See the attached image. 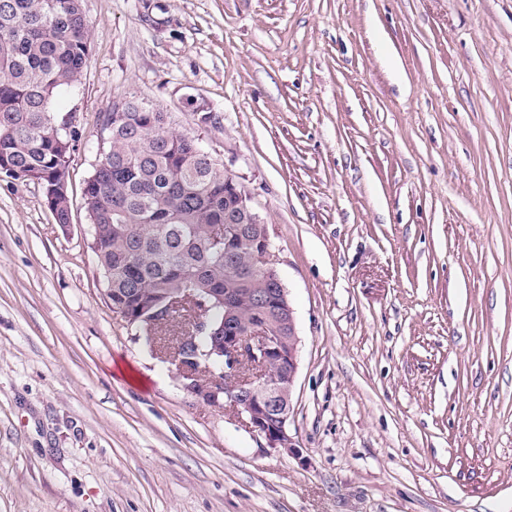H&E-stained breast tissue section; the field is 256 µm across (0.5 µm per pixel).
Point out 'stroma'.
Returning <instances> with one entry per match:
<instances>
[{
	"instance_id": "obj_1",
	"label": "stroma",
	"mask_w": 512,
	"mask_h": 512,
	"mask_svg": "<svg viewBox=\"0 0 512 512\" xmlns=\"http://www.w3.org/2000/svg\"><path fill=\"white\" fill-rule=\"evenodd\" d=\"M82 6L69 228L0 178V512H512V0ZM130 95L268 227L299 455L105 298L83 189Z\"/></svg>"
}]
</instances>
